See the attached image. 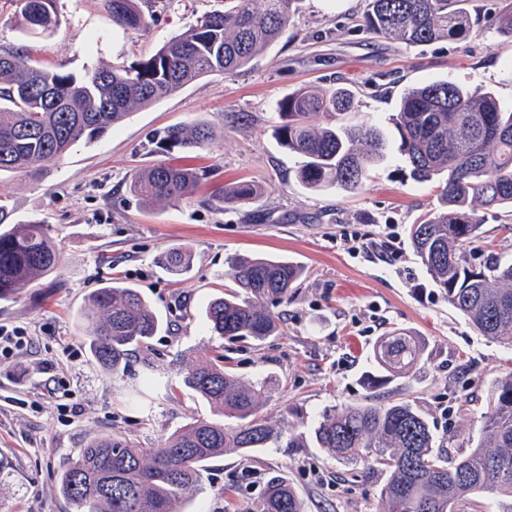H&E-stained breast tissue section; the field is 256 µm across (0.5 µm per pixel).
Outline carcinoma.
<instances>
[{
  "label": "carcinoma",
  "mask_w": 512,
  "mask_h": 512,
  "mask_svg": "<svg viewBox=\"0 0 512 512\" xmlns=\"http://www.w3.org/2000/svg\"><path fill=\"white\" fill-rule=\"evenodd\" d=\"M26 32L57 24L54 0H17ZM298 0H233L222 12L203 16L184 34L130 66L102 67L83 76L30 65L15 52L0 53V173L28 175L60 160L79 141L104 136L135 109L156 104L205 77L249 66L273 45ZM464 0H369L364 26L383 38L422 45L465 39L472 20ZM112 22L130 30L145 23L137 0H105ZM280 145L301 157L298 180L308 189H361L385 158L383 131L346 122L353 93L343 87H312L289 93L278 105ZM399 152L409 176L435 182L438 207L410 229L416 257L448 305L482 336L512 345V253L479 254L483 216L512 209V106L487 91L474 95L439 80L408 91L393 118ZM215 137L205 122L175 127L161 149L192 152ZM197 172L159 162L135 176L131 191L146 204L191 197ZM260 186L242 181L224 190L227 202L255 201ZM59 252L46 224H14L0 202V299L11 298L51 274ZM191 254L170 248L159 263L172 276L190 266ZM304 274L286 259L241 256L231 265L236 289L211 300L205 318L223 338L262 340L279 325L261 306L286 299ZM96 364L116 372L129 347L146 344L162 327L156 311L129 286L97 289L80 315ZM424 348L414 337L393 333L375 359L391 373L411 371ZM204 355L183 379L212 408L155 448H137L102 437L81 449L59 478L74 512H183L202 490L205 466L226 451L250 454L276 445L283 432L258 417L269 387L243 385ZM318 447L345 463L387 475L380 489L383 512H460L475 509L476 496L512 497V372L498 380L475 448L462 455L438 448L425 416L403 401L368 400L324 415L314 429ZM259 512H304V503L282 476L267 483Z\"/></svg>",
  "instance_id": "carcinoma-1"
}]
</instances>
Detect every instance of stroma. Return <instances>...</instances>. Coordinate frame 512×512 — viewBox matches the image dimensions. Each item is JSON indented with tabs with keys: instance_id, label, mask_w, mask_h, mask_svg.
Masks as SVG:
<instances>
[{
	"instance_id": "stroma-1",
	"label": "stroma",
	"mask_w": 512,
	"mask_h": 512,
	"mask_svg": "<svg viewBox=\"0 0 512 512\" xmlns=\"http://www.w3.org/2000/svg\"><path fill=\"white\" fill-rule=\"evenodd\" d=\"M368 0H300L279 40L231 75L195 81L132 112L93 143L74 146L37 175H0V196L16 223L51 227L55 271L0 300V326L24 329L26 349L0 358V512H73L60 473L99 436L153 448L209 405L183 385L195 357L220 355L237 378L267 384L259 415L300 444L254 454L229 451L209 463L202 491L185 512H255L268 479L284 475L305 512H380L386 476L337 460L311 439L331 410L375 400L405 401L428 420L437 446H474L495 381L512 371V347L489 340L451 308L415 256L412 224L437 206V186L407 180L392 116L409 89L437 80L512 104V39L497 32L504 0H468L473 28L464 40L410 46L367 31ZM145 25L112 22L104 0H56L58 25L25 33L15 0H0V51L76 75L128 65L189 30L224 0H139ZM349 88L352 122L380 127L387 156L355 192H315L296 176L299 158L280 146L277 105L295 89ZM206 122L218 136L192 153L163 152L171 126ZM197 169L192 196L146 205L130 182L160 160ZM259 184L255 202L228 203L226 185ZM394 235L397 252L375 242ZM188 247L187 273L173 277L159 256ZM287 257L305 273L289 299L266 308L279 324L261 341L208 330V302L234 290L230 262L241 255ZM137 288L162 328L131 348L124 368L95 364L78 314L98 288ZM418 339L424 353L409 373L373 389L374 352L388 334Z\"/></svg>"
}]
</instances>
